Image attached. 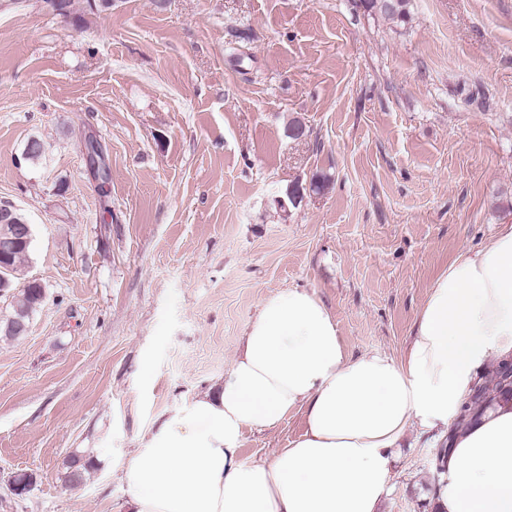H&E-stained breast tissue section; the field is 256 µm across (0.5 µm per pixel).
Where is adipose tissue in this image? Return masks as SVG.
Here are the masks:
<instances>
[{"instance_id":"ef3b65f1","label":"adipose tissue","mask_w":512,"mask_h":512,"mask_svg":"<svg viewBox=\"0 0 512 512\" xmlns=\"http://www.w3.org/2000/svg\"><path fill=\"white\" fill-rule=\"evenodd\" d=\"M512 359V225L435 279L402 358L346 355L314 294L268 297L215 393L162 424L127 470L131 512H379L409 428L449 444L437 512H512V400L455 422L491 362ZM304 431L266 462L245 430Z\"/></svg>"}]
</instances>
